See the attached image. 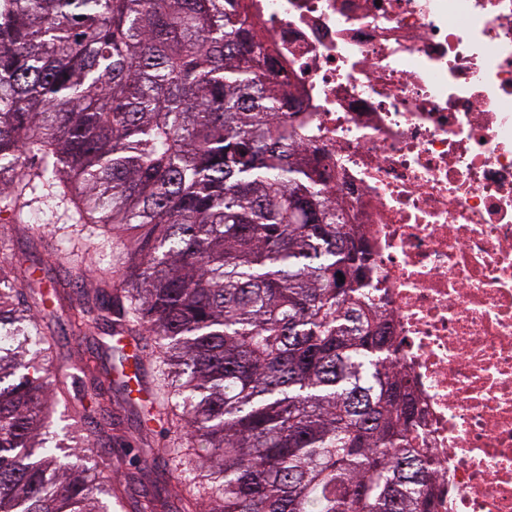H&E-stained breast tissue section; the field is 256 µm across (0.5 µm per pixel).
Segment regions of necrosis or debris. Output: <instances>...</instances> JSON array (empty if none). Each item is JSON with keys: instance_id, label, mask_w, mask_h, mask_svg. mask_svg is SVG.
Returning <instances> with one entry per match:
<instances>
[{"instance_id": "obj_1", "label": "necrosis or debris", "mask_w": 512, "mask_h": 512, "mask_svg": "<svg viewBox=\"0 0 512 512\" xmlns=\"http://www.w3.org/2000/svg\"><path fill=\"white\" fill-rule=\"evenodd\" d=\"M241 4L361 227L438 512H512V0Z\"/></svg>"}]
</instances>
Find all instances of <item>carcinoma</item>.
<instances>
[{
    "label": "carcinoma",
    "mask_w": 512,
    "mask_h": 512,
    "mask_svg": "<svg viewBox=\"0 0 512 512\" xmlns=\"http://www.w3.org/2000/svg\"><path fill=\"white\" fill-rule=\"evenodd\" d=\"M291 108L236 0H0V215L33 220L46 189L100 230L78 328L151 351V409L187 431L183 510L434 512L390 312L359 226L276 120ZM58 260L84 276L71 239ZM62 299L0 259V512L122 497L77 430L108 412L112 373H60L34 313Z\"/></svg>",
    "instance_id": "cac0c4a2"
}]
</instances>
